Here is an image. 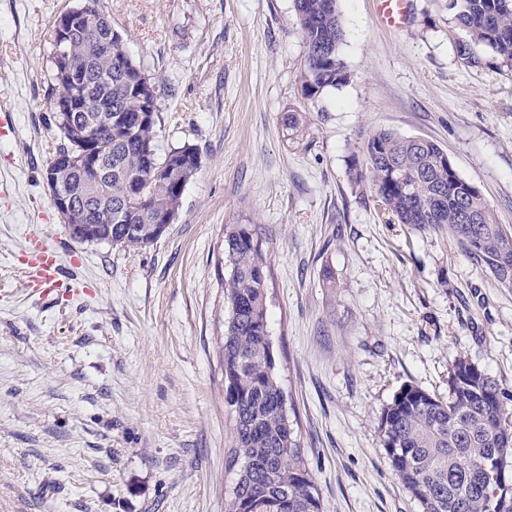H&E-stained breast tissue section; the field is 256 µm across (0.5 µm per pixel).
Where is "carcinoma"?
<instances>
[{"instance_id": "1", "label": "carcinoma", "mask_w": 512, "mask_h": 512, "mask_svg": "<svg viewBox=\"0 0 512 512\" xmlns=\"http://www.w3.org/2000/svg\"><path fill=\"white\" fill-rule=\"evenodd\" d=\"M306 47L302 94L307 99L347 82L340 57L344 31L337 0H294ZM464 32L461 58L481 48L512 65V0H448ZM78 23L61 49L81 74L69 85L56 63L50 80L58 98L80 93L94 109L53 111L63 135L57 149L84 153L74 127L91 125L112 170L100 181H81L79 169L46 168L47 178L78 193L71 220L103 224L112 217L109 243L138 249L158 239L157 219L178 216L201 159L189 144L156 152L159 104L156 82L126 52L122 35L98 0H83ZM145 112L142 118L139 113ZM112 117V124L106 117ZM350 181H369L386 223L448 231L479 259L493 279L512 288V233L497 224L480 191L463 179L436 143L393 130L367 133L348 163ZM224 384L234 413L230 466H239L225 512H322L315 481L284 407L267 330V256L251 224L224 225ZM448 399L419 386L401 387L382 409L378 436L390 466L422 512H512V412L498 385L467 356L454 359Z\"/></svg>"}]
</instances>
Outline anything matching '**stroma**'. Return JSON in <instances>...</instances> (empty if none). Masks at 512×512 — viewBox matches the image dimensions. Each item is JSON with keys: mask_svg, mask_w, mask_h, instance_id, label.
I'll return each instance as SVG.
<instances>
[{"mask_svg": "<svg viewBox=\"0 0 512 512\" xmlns=\"http://www.w3.org/2000/svg\"><path fill=\"white\" fill-rule=\"evenodd\" d=\"M79 3L0 0L16 125L0 138V512H224L228 224L255 225L268 257V331L322 512H420L378 416L406 384L447 396L460 353L512 396V288L447 231L385 223L347 162L375 128L431 140L512 232V66L459 58L448 0H413L399 30L373 0H338L350 78L310 100L293 0H100L158 79L159 154L190 144L201 167L153 244L82 243L45 180L63 141L50 33ZM34 243L72 276L58 296L26 277Z\"/></svg>", "mask_w": 512, "mask_h": 512, "instance_id": "obj_1", "label": "stroma"}]
</instances>
